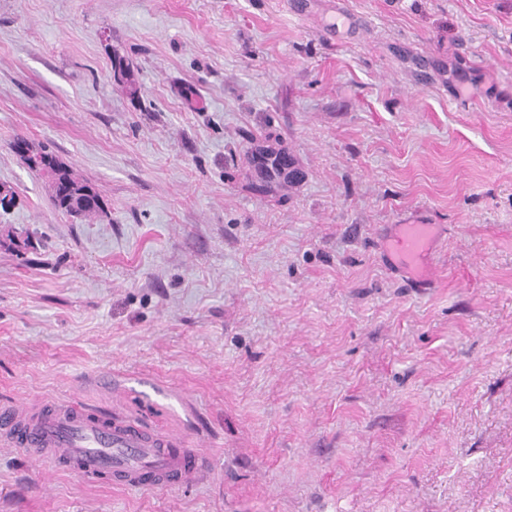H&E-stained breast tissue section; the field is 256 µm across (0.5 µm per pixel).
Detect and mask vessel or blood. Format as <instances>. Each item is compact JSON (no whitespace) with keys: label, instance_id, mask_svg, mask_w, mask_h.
Listing matches in <instances>:
<instances>
[{"label":"vessel or blood","instance_id":"obj_1","mask_svg":"<svg viewBox=\"0 0 512 512\" xmlns=\"http://www.w3.org/2000/svg\"><path fill=\"white\" fill-rule=\"evenodd\" d=\"M434 243L433 225L400 224L387 248L416 282L424 284L430 279ZM0 442L55 470L108 478L118 489L170 490L208 469L204 456L184 447L177 437L148 432L74 401H44L25 408L1 405Z\"/></svg>","mask_w":512,"mask_h":512}]
</instances>
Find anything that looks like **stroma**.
Returning a JSON list of instances; mask_svg holds the SVG:
<instances>
[{
	"instance_id": "1",
	"label": "stroma",
	"mask_w": 512,
	"mask_h": 512,
	"mask_svg": "<svg viewBox=\"0 0 512 512\" xmlns=\"http://www.w3.org/2000/svg\"><path fill=\"white\" fill-rule=\"evenodd\" d=\"M387 2L0 0V404L210 459L126 491L0 445V512H512V0ZM398 224L436 226L429 286ZM21 145L28 148L29 156L25 159L28 166L47 180L56 209L75 217L92 218L106 214V204L100 191L78 178L49 147L40 144L35 146L25 138H18L14 141L12 149L16 151ZM82 203H85V206H82Z\"/></svg>"
}]
</instances>
